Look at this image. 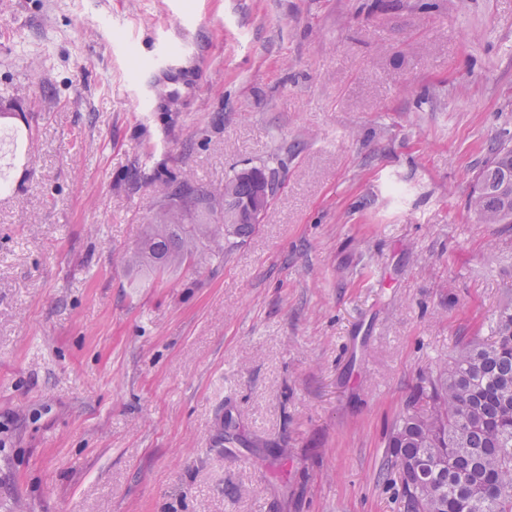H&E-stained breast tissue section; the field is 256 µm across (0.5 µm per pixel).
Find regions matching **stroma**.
<instances>
[{"mask_svg":"<svg viewBox=\"0 0 512 512\" xmlns=\"http://www.w3.org/2000/svg\"><path fill=\"white\" fill-rule=\"evenodd\" d=\"M0 512H399L422 378L512 305L468 210L512 139V0H7ZM265 168L261 224L147 276V225ZM7 135V150L9 156V169L12 170L20 160L29 157V144L32 139V131L26 124L12 125L3 131Z\"/></svg>","mask_w":512,"mask_h":512,"instance_id":"1","label":"stroma"}]
</instances>
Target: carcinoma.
Segmentation results:
<instances>
[{"instance_id":"carcinoma-1","label":"carcinoma","mask_w":512,"mask_h":512,"mask_svg":"<svg viewBox=\"0 0 512 512\" xmlns=\"http://www.w3.org/2000/svg\"><path fill=\"white\" fill-rule=\"evenodd\" d=\"M228 209L250 200L253 179L237 172ZM468 208L484 224H512V146L482 169ZM193 224H150L128 264L175 268L206 243L224 250V226L197 236ZM395 475L402 512H512V307L491 339L471 344L426 377L396 419L384 475Z\"/></svg>"}]
</instances>
